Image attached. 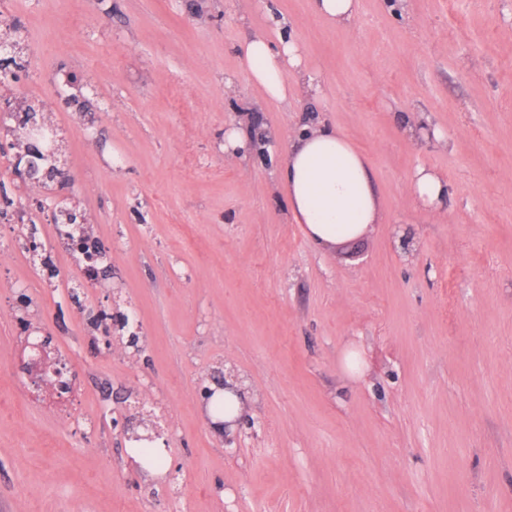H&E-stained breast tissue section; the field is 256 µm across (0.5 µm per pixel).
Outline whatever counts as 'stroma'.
<instances>
[{"instance_id": "obj_1", "label": "stroma", "mask_w": 512, "mask_h": 512, "mask_svg": "<svg viewBox=\"0 0 512 512\" xmlns=\"http://www.w3.org/2000/svg\"><path fill=\"white\" fill-rule=\"evenodd\" d=\"M101 273L40 239L58 278L0 231V512H512V0H13ZM298 43L325 93L269 99L239 54ZM233 75L225 86V75ZM83 88L85 111L45 95ZM267 157L224 151L241 116ZM369 160L382 219L323 252L276 174L302 127ZM441 130L414 136L409 124ZM123 166H113L116 155ZM448 195L423 211L409 183ZM121 312L137 347L102 332ZM69 398L14 375L35 332ZM235 376L243 421L213 432L203 389ZM153 418L163 464L126 424ZM318 15L331 24L346 25L351 23L357 14V0H315ZM410 186L416 199L427 210L442 204L448 193V183L424 167L415 170Z\"/></svg>"}]
</instances>
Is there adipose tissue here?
<instances>
[{"label":"adipose tissue","mask_w":512,"mask_h":512,"mask_svg":"<svg viewBox=\"0 0 512 512\" xmlns=\"http://www.w3.org/2000/svg\"><path fill=\"white\" fill-rule=\"evenodd\" d=\"M241 52L251 78L269 98L287 101L284 74L288 71L302 80L309 93L322 94V83L304 67L295 42L276 47L257 34L242 45ZM279 180L293 222L302 225L319 249L358 239L381 219L371 167L335 127L316 125L294 137Z\"/></svg>","instance_id":"adipose-tissue-1"}]
</instances>
